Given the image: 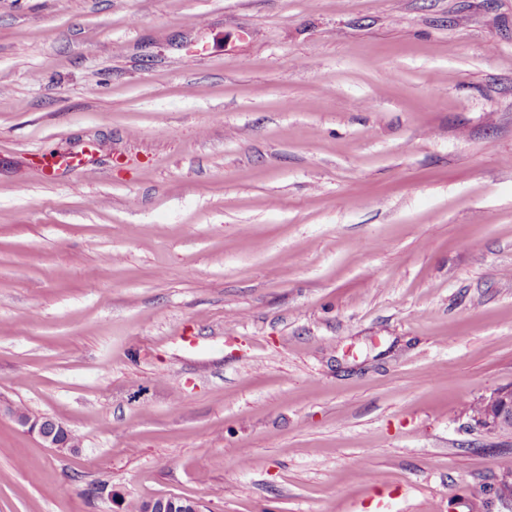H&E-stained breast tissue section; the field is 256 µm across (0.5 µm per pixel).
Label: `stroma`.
Segmentation results:
<instances>
[{"mask_svg": "<svg viewBox=\"0 0 512 512\" xmlns=\"http://www.w3.org/2000/svg\"><path fill=\"white\" fill-rule=\"evenodd\" d=\"M509 387L512 0H0V512H501ZM483 415L474 420L469 417L470 425L486 433L496 434L506 419L512 422V390L501 389L491 392L482 399ZM7 412L11 415V417L15 420V422L24 429L25 432L37 436L41 442L46 445L49 448H60L62 447L61 443L57 442V439L54 438V435L57 431L60 430H67L69 431L65 425L56 419L52 418H37V419H31V418H25L20 416L19 414L15 413L14 410L23 413V414H30L27 409L23 407H6ZM53 427V432L50 433V427Z\"/></svg>", "mask_w": 512, "mask_h": 512, "instance_id": "stroma-1", "label": "stroma"}]
</instances>
